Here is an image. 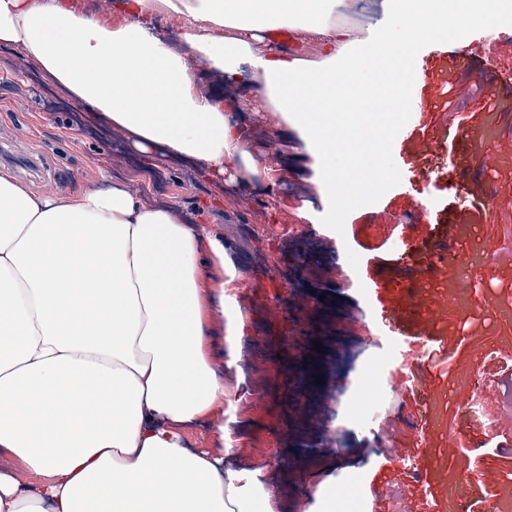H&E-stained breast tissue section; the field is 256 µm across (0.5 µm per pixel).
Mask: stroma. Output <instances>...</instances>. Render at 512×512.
Returning <instances> with one entry per match:
<instances>
[{
  "mask_svg": "<svg viewBox=\"0 0 512 512\" xmlns=\"http://www.w3.org/2000/svg\"><path fill=\"white\" fill-rule=\"evenodd\" d=\"M336 21L360 40L400 28L385 0H375L371 17L355 10ZM478 61L494 81L461 101L466 138L446 108L447 90ZM414 65L416 106L383 149L347 141L327 159L357 174L382 172L375 193L342 210L335 231L322 222L315 160L281 113L258 105L248 114L249 150L271 169L269 190L215 182L190 163L157 165L132 152L127 133L0 48V168L42 194L107 173L144 203L177 202L188 221L223 237L244 333L215 339L224 362L223 441L203 426L188 438L256 474L273 512H318L334 488L348 489L365 512H413L410 490L428 512H458L462 497L481 487L494 503H512V434L490 431L484 416L467 410L473 388H485L490 408L512 390L503 372L512 363V254L501 249V227L512 224V58L481 38L451 40L421 45ZM448 223L466 230L445 239ZM435 252L455 255L457 269L428 286L422 270ZM429 289L454 296V317L428 311ZM428 318L430 335H419ZM401 345L424 354L395 365ZM380 362L375 417L356 418L351 397ZM464 423L477 439L449 446V431ZM496 442L502 454H486L484 444ZM485 469L493 477L481 486L447 479ZM368 487L378 499L365 497Z\"/></svg>",
  "mask_w": 512,
  "mask_h": 512,
  "instance_id": "1",
  "label": "stroma"
}]
</instances>
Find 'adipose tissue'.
<instances>
[{
	"instance_id": "obj_1",
	"label": "adipose tissue",
	"mask_w": 512,
	"mask_h": 512,
	"mask_svg": "<svg viewBox=\"0 0 512 512\" xmlns=\"http://www.w3.org/2000/svg\"><path fill=\"white\" fill-rule=\"evenodd\" d=\"M354 0H114V22L72 0H0V46L30 58L71 98L124 130L156 162L194 163L212 179H269L248 149L249 97L200 91L202 71L226 83L263 80L266 102L306 143L324 195L356 206L376 189L325 158L337 135L384 145L427 42L472 35L478 18L512 20V0H388L399 37L352 38L329 18ZM184 19L182 51L152 32L158 15ZM274 28L317 37L318 70L260 51ZM386 71L389 111L356 124L349 109ZM237 276L224 240L188 223L173 202L144 204L102 176L76 191L31 192L0 169V512H271L256 483L223 456L192 447L190 428L224 436V376L214 321L239 336L240 310L206 282Z\"/></svg>"
}]
</instances>
